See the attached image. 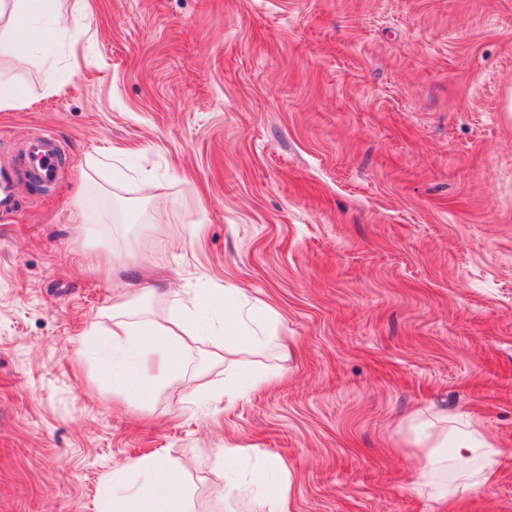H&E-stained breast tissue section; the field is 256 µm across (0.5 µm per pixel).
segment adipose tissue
I'll list each match as a JSON object with an SVG mask.
<instances>
[{"label": "adipose tissue", "instance_id": "1", "mask_svg": "<svg viewBox=\"0 0 512 512\" xmlns=\"http://www.w3.org/2000/svg\"><path fill=\"white\" fill-rule=\"evenodd\" d=\"M46 0H16L0 33V52L22 53L51 40L61 17ZM235 288L219 295L198 291H172V302L162 315L134 316L135 298L121 295L112 306L107 334L118 361L102 369L112 382L113 396L136 399L145 392L178 378L186 354L194 345L209 342V361L222 365L225 377L206 380L200 390L213 412L270 383L272 374L246 369L238 360L245 351L262 352L279 346L280 338L256 322L253 309L234 305ZM217 321L218 333L207 338L196 325L201 314ZM423 462L414 480L419 492L437 501H450L460 492L490 485L501 451L462 414L417 410L407 422ZM100 512H191L189 488L181 471L166 457L148 455L112 470Z\"/></svg>", "mask_w": 512, "mask_h": 512}]
</instances>
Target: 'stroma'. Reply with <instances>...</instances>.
Segmentation results:
<instances>
[{"label": "stroma", "instance_id": "stroma-1", "mask_svg": "<svg viewBox=\"0 0 512 512\" xmlns=\"http://www.w3.org/2000/svg\"><path fill=\"white\" fill-rule=\"evenodd\" d=\"M58 5L79 40L0 55L25 90L0 161L45 131L67 156L0 217V512H98L113 467L152 454L195 512H263L268 458L288 512H512V0ZM134 273L273 310L288 349L249 361L283 377L211 415L199 348L114 401L103 332ZM429 405L501 448L492 484L413 490L405 419ZM238 446L254 492L223 499Z\"/></svg>", "mask_w": 512, "mask_h": 512}]
</instances>
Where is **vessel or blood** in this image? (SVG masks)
I'll use <instances>...</instances> for the list:
<instances>
[{
  "mask_svg": "<svg viewBox=\"0 0 512 512\" xmlns=\"http://www.w3.org/2000/svg\"><path fill=\"white\" fill-rule=\"evenodd\" d=\"M62 165L57 140L52 133H42L28 139L19 164L0 165V215L13 213L18 204L20 183L53 185Z\"/></svg>",
  "mask_w": 512,
  "mask_h": 512,
  "instance_id": "b4317fda",
  "label": "vessel or blood"
}]
</instances>
